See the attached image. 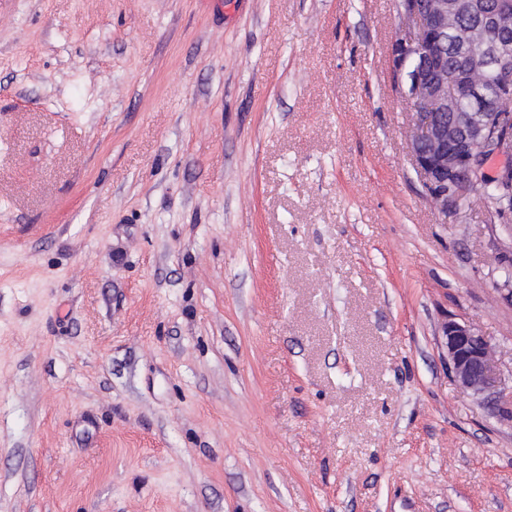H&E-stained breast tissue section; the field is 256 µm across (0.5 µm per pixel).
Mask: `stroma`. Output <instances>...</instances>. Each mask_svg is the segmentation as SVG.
<instances>
[{
  "mask_svg": "<svg viewBox=\"0 0 512 512\" xmlns=\"http://www.w3.org/2000/svg\"><path fill=\"white\" fill-rule=\"evenodd\" d=\"M397 0H0V512H512V214H442ZM443 336L446 337L448 362L460 388L481 396L493 413L506 412L512 420V408L506 409L501 403L498 388L503 384L502 378L496 372L491 345L485 336L470 322L455 320L445 323Z\"/></svg>",
  "mask_w": 512,
  "mask_h": 512,
  "instance_id": "obj_1",
  "label": "stroma"
}]
</instances>
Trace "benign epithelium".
Wrapping results in <instances>:
<instances>
[{"instance_id": "1", "label": "benign epithelium", "mask_w": 512, "mask_h": 512, "mask_svg": "<svg viewBox=\"0 0 512 512\" xmlns=\"http://www.w3.org/2000/svg\"><path fill=\"white\" fill-rule=\"evenodd\" d=\"M473 0H399L403 29L391 48V72L399 93L412 100L408 149L416 172L439 212H448L484 176L486 160L512 157V111L498 109L484 92L483 78L491 74L499 96L512 97V42L504 37L512 27L505 10L480 14L476 26L455 30L458 39L482 47L466 60L462 73L448 76L440 40L456 21L477 13ZM472 101L468 112L457 111V101ZM502 189L500 211L512 213V165L493 179ZM448 362L460 388L494 413H507L498 388L491 345L471 323L450 320L443 327Z\"/></svg>"}]
</instances>
